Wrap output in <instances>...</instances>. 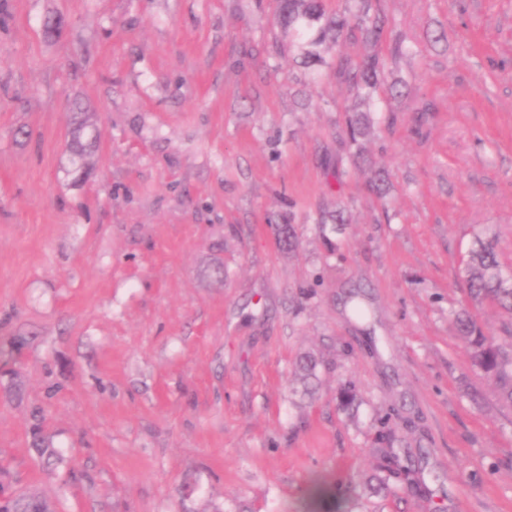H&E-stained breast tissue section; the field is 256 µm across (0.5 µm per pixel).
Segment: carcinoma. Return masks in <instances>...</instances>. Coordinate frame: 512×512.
<instances>
[{
	"label": "carcinoma",
	"mask_w": 512,
	"mask_h": 512,
	"mask_svg": "<svg viewBox=\"0 0 512 512\" xmlns=\"http://www.w3.org/2000/svg\"><path fill=\"white\" fill-rule=\"evenodd\" d=\"M349 6L339 13H328L324 0H277L276 23L292 37L301 51V63L308 68L325 63V56L336 57V80L352 97L350 111L356 116L348 123L353 142L371 133L369 113L358 110L371 106L379 89L387 81V58L383 53L385 30L389 18L372 9V0H345ZM360 43L361 56L354 58L339 53L344 43ZM98 134L91 122V113L77 107L72 113V137L66 155L72 172L81 174L89 168ZM467 288L465 300L451 310L458 338L468 349L472 367L492 382L499 401L512 408V341L500 342L486 335L477 324L473 310L484 302L494 303L512 314V267L498 260L494 240L476 237L464 263ZM317 359L302 356L294 378L306 390H313ZM9 512H55L53 505L37 492L9 493Z\"/></svg>",
	"instance_id": "obj_1"
}]
</instances>
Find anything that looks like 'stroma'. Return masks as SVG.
I'll list each match as a JSON object with an SVG mask.
<instances>
[{
	"mask_svg": "<svg viewBox=\"0 0 512 512\" xmlns=\"http://www.w3.org/2000/svg\"><path fill=\"white\" fill-rule=\"evenodd\" d=\"M379 5L385 44L414 50L388 59L408 94L339 182L348 94L301 66L275 0H5L0 336L23 342L0 365V483L58 512H512V409L449 315L483 227L512 264V0ZM77 99L99 146L76 186Z\"/></svg>",
	"mask_w": 512,
	"mask_h": 512,
	"instance_id": "obj_1",
	"label": "stroma"
}]
</instances>
